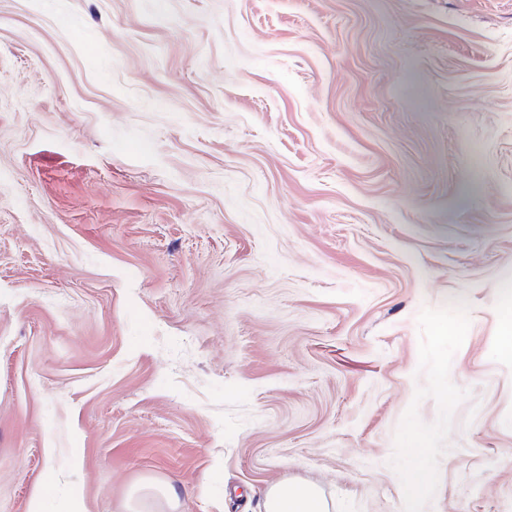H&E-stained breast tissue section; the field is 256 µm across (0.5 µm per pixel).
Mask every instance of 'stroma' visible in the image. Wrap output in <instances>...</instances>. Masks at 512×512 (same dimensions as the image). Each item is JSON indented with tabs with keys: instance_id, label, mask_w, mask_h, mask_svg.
Here are the masks:
<instances>
[{
	"instance_id": "1",
	"label": "stroma",
	"mask_w": 512,
	"mask_h": 512,
	"mask_svg": "<svg viewBox=\"0 0 512 512\" xmlns=\"http://www.w3.org/2000/svg\"><path fill=\"white\" fill-rule=\"evenodd\" d=\"M508 286L512 0H0V512H512ZM28 512H87L83 487L71 482L58 494L37 492L31 498ZM263 512H327L319 491L306 485L281 483L265 494Z\"/></svg>"
}]
</instances>
